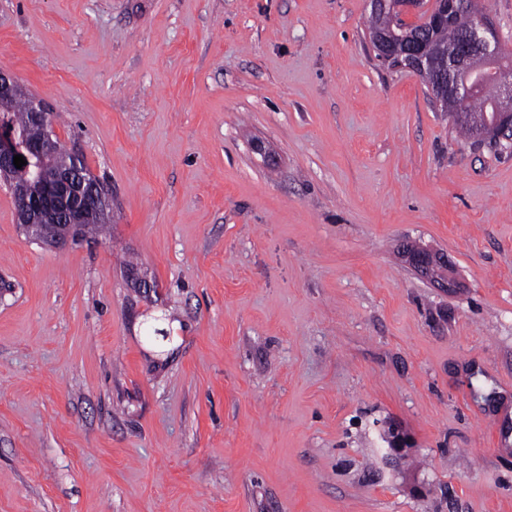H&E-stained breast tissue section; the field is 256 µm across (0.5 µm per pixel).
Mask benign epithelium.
Listing matches in <instances>:
<instances>
[{
  "label": "benign epithelium",
  "instance_id": "1",
  "mask_svg": "<svg viewBox=\"0 0 512 512\" xmlns=\"http://www.w3.org/2000/svg\"><path fill=\"white\" fill-rule=\"evenodd\" d=\"M390 6L393 24L402 33L392 30L376 31L372 42L384 55L394 50L395 44L402 45L403 53L416 57L418 68L425 71L441 67L447 71L448 94L455 97L469 95L473 90L492 91L503 100L512 98V67L503 68L489 84L478 87L462 78L463 72L476 61L497 60L504 54V44L493 22L481 11L473 8V0H440V6L426 9L423 0H370V9L378 11L380 6ZM410 12L421 14L420 25L433 27L440 22L453 25L462 15L469 17L464 37L459 47L448 53L442 61H436L424 53L418 37L405 32L402 26L403 15ZM17 81L14 77L0 73V117L6 118L16 92ZM29 118L32 124L51 133L48 113L39 101H33ZM495 141L512 143V114L504 112L493 128ZM47 140L28 141L17 135L9 126H0V181L9 185L17 205L19 223L29 236L42 234L46 227L58 222L66 224L67 233L50 241L53 246H64L79 238L84 225L105 219L109 206L106 187L92 173L81 168L79 157H74L71 165L58 170L51 178L40 181L36 189L13 179L16 166L13 158L24 157L25 161H41ZM412 266L426 274L433 271L436 262L433 255L424 249L411 247L407 250Z\"/></svg>",
  "mask_w": 512,
  "mask_h": 512
}]
</instances>
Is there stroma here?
Wrapping results in <instances>:
<instances>
[{"instance_id":"1","label":"stroma","mask_w":512,"mask_h":512,"mask_svg":"<svg viewBox=\"0 0 512 512\" xmlns=\"http://www.w3.org/2000/svg\"><path fill=\"white\" fill-rule=\"evenodd\" d=\"M369 14L0 0L112 216L57 251L0 184V512H512V151Z\"/></svg>"}]
</instances>
